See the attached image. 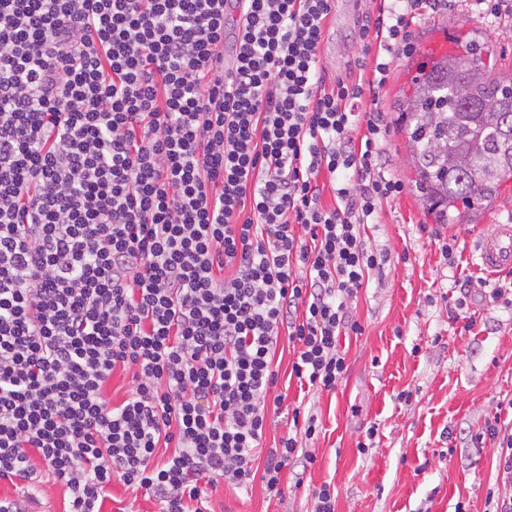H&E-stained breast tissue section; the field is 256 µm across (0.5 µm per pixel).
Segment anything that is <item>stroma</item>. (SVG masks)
Segmentation results:
<instances>
[{
  "mask_svg": "<svg viewBox=\"0 0 512 512\" xmlns=\"http://www.w3.org/2000/svg\"><path fill=\"white\" fill-rule=\"evenodd\" d=\"M381 2L336 0L320 50L326 86L357 72V20L377 13ZM449 29L456 38L479 39L491 54L489 67L512 74V28L492 29L468 0L418 17L416 54L393 60L380 92L388 125L382 153L406 187L360 227L363 243L388 261L352 304L361 330L340 339L347 374L336 390L308 388L290 375L287 340L274 357L277 393L318 419L320 432L306 444L316 461L303 478L285 474L278 498L258 480L245 492L218 483L212 512H312L313 493L325 484L335 491L336 512H494L495 495L512 493L498 475V448L476 439L487 422L512 423V304L492 298L499 277L475 257L484 225L512 219V180L483 213L435 223L407 184V144L397 121L396 103L423 52ZM446 244L453 260L442 256Z\"/></svg>",
  "mask_w": 512,
  "mask_h": 512,
  "instance_id": "1",
  "label": "stroma"
}]
</instances>
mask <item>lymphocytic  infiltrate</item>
Segmentation results:
<instances>
[{
	"label": "lymphocytic infiltrate",
	"mask_w": 512,
	"mask_h": 512,
	"mask_svg": "<svg viewBox=\"0 0 512 512\" xmlns=\"http://www.w3.org/2000/svg\"><path fill=\"white\" fill-rule=\"evenodd\" d=\"M450 6L362 20L372 78L328 90L334 0H0V480L40 461L68 512L115 478L210 512L217 481L278 497L313 465L316 418L273 393L278 338L299 381L342 383L351 302L387 261L360 227L404 190L379 91L418 9ZM273 417L302 425L266 449Z\"/></svg>",
	"instance_id": "f902f5d3"
}]
</instances>
